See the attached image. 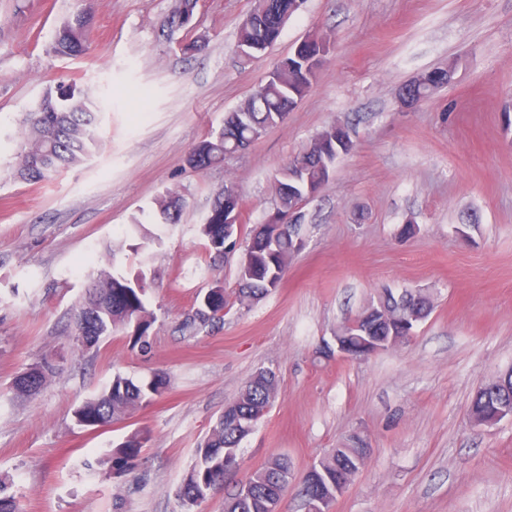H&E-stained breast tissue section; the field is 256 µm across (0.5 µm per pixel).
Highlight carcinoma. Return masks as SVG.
<instances>
[{"label": "carcinoma", "mask_w": 512, "mask_h": 512, "mask_svg": "<svg viewBox=\"0 0 512 512\" xmlns=\"http://www.w3.org/2000/svg\"><path fill=\"white\" fill-rule=\"evenodd\" d=\"M294 0H254L248 18L241 25L237 43L240 47L255 49L259 54L276 42L292 11ZM93 16L79 9L56 29L49 50L63 57H79L87 50L88 34ZM322 36L314 33L298 46L297 55L288 62L278 61L272 68L273 76L259 85L256 91L237 108L227 113L224 124L200 141L187 158V163L198 171H205L224 162V158L245 150L252 134L280 124L282 111L297 104L310 91L314 74H306L305 66L317 50ZM451 71L437 68L422 74L405 85L421 101L438 88L448 84ZM98 106L93 98L74 83H57L44 88L34 110L27 113L20 129L21 144L13 169L14 179L26 184H39L54 175L84 164L97 143ZM333 128L319 133L311 143L280 173L276 179L274 209L281 217L292 210V200L301 197L309 187H321L331 177L342 150L335 142ZM241 198L229 191L219 197L206 223L198 225V232L206 241L213 259L224 257V235L218 228L224 225V215L235 212ZM185 200L166 191L153 200L150 213L156 231L148 233L152 241L178 224ZM302 215L293 224H261L249 233V240L239 262L242 275L237 282L235 300H230L219 282L212 284L185 319V327L193 329L224 319L234 305H249L276 290L294 255L295 239L300 236ZM147 283L143 273H126L117 265L104 270L88 285L82 301L73 316V336L80 349L98 346L100 339L119 331H131L134 341L146 346L148 330L154 322L145 303ZM379 310H390L408 317L410 324L426 319L432 310L430 298L413 291L409 298L397 300L391 291L384 290L374 303ZM343 331L361 336L400 335L397 327L389 328L377 319H354V326ZM55 365L44 362L29 368L16 377L14 393L18 396L36 395L56 374ZM167 388V379L155 375L134 381L116 375L99 394L84 400L73 410L77 425L95 429L120 420L137 407L152 402ZM279 397V384L271 370L257 371L229 403L216 426L196 448L192 467L180 488L184 506L193 507L231 479L224 467L228 461H241L240 443L261 421L264 411L270 409ZM512 405V368L477 391L470 406V416L480 418L494 408ZM145 437L134 432L105 450L96 461H84V466L99 468L108 477L132 470ZM364 449L357 446L335 448L323 467L310 470L302 481V496L311 492H326L336 484V475L365 462ZM292 479L288 458L272 455L265 465L236 483L235 490L224 502V512H270L279 502ZM9 483L0 478V512H20L15 497L8 493Z\"/></svg>", "instance_id": "carcinoma-1"}]
</instances>
